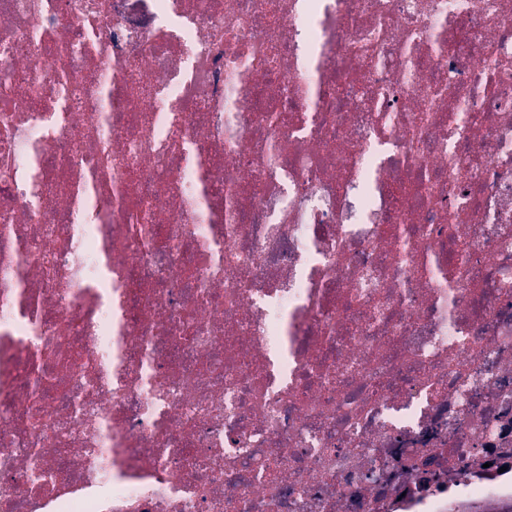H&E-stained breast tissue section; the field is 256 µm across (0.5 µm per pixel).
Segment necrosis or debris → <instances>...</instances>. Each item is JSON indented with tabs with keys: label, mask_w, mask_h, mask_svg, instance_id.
Returning a JSON list of instances; mask_svg holds the SVG:
<instances>
[{
	"label": "necrosis or debris",
	"mask_w": 512,
	"mask_h": 512,
	"mask_svg": "<svg viewBox=\"0 0 512 512\" xmlns=\"http://www.w3.org/2000/svg\"><path fill=\"white\" fill-rule=\"evenodd\" d=\"M512 502V0H0V512Z\"/></svg>",
	"instance_id": "obj_1"
}]
</instances>
